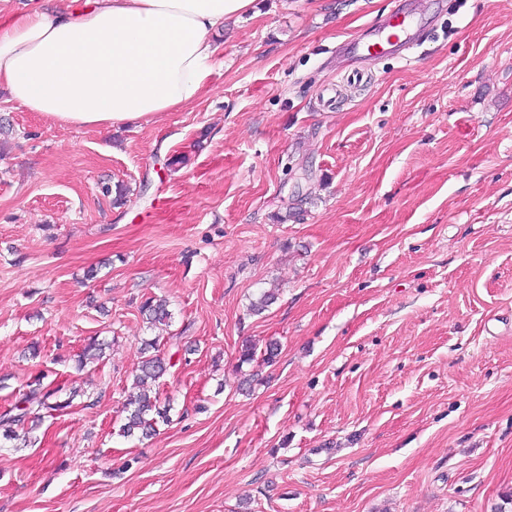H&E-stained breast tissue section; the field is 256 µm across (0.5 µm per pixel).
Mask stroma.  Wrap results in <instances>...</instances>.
<instances>
[{
	"instance_id": "stroma-1",
	"label": "stroma",
	"mask_w": 512,
	"mask_h": 512,
	"mask_svg": "<svg viewBox=\"0 0 512 512\" xmlns=\"http://www.w3.org/2000/svg\"><path fill=\"white\" fill-rule=\"evenodd\" d=\"M400 2L276 0L196 102L118 128L0 88V413L98 396L0 449V512H512V0H412L421 46L325 109ZM154 338L170 421L124 438ZM140 312L145 316L148 323L152 326L158 324L170 326L172 313L167 309L166 301L146 299L140 306ZM35 384L36 387L30 389L29 393L21 400L22 405L16 404L12 409L0 414V433L4 440L20 439L17 429H21L24 431L22 437L25 438L23 439L24 444L27 442V438L31 443L32 437L30 438L29 434L44 418L43 414H50L52 411H60L70 407L77 397H86V401L92 404L97 401L93 394H87L86 391L76 385L68 388L62 385L47 389L42 387L39 379ZM63 395L64 398H62ZM14 411L16 413H13ZM29 422H31L30 427H28Z\"/></svg>"
}]
</instances>
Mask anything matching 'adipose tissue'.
I'll return each mask as SVG.
<instances>
[{
  "mask_svg": "<svg viewBox=\"0 0 512 512\" xmlns=\"http://www.w3.org/2000/svg\"><path fill=\"white\" fill-rule=\"evenodd\" d=\"M256 0H84L0 24V86L66 126L113 127L195 102L227 22Z\"/></svg>",
  "mask_w": 512,
  "mask_h": 512,
  "instance_id": "adipose-tissue-1",
  "label": "adipose tissue"
}]
</instances>
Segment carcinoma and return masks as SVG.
<instances>
[{
  "mask_svg": "<svg viewBox=\"0 0 512 512\" xmlns=\"http://www.w3.org/2000/svg\"><path fill=\"white\" fill-rule=\"evenodd\" d=\"M140 312L151 325H169L172 313L167 309L165 301L146 299L140 306ZM103 354V344L96 340L88 342L78 355L79 366L100 359ZM167 371L165 358L159 354L149 355L140 362L138 373L134 375V385L139 392L131 396L124 406L125 419L119 427V435L133 437L137 434L147 436L156 431L160 422H169V407L160 405V390L153 389L148 383L156 382ZM82 397L89 403H95L96 398L86 393L78 386H56L45 388L41 383L29 390L21 403L0 414V436L4 440H16L18 431L30 434L42 420L43 415L60 411L72 405L73 401Z\"/></svg>",
  "mask_w": 512,
  "mask_h": 512,
  "instance_id": "cac0c4a2",
  "label": "carcinoma"
}]
</instances>
